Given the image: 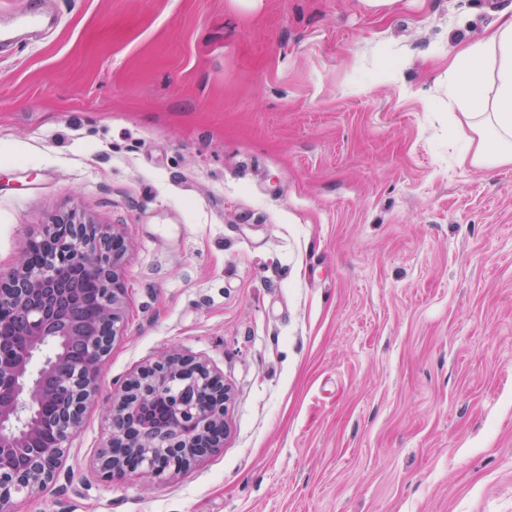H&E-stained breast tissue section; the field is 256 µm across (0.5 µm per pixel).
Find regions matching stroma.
<instances>
[{"instance_id": "obj_1", "label": "stroma", "mask_w": 512, "mask_h": 512, "mask_svg": "<svg viewBox=\"0 0 512 512\" xmlns=\"http://www.w3.org/2000/svg\"><path fill=\"white\" fill-rule=\"evenodd\" d=\"M0 45V271L76 212L124 328L58 480L10 512H512V165L443 84L512 0H44ZM206 359L223 448L97 474L112 382Z\"/></svg>"}]
</instances>
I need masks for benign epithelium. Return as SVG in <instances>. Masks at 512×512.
Here are the masks:
<instances>
[{
	"mask_svg": "<svg viewBox=\"0 0 512 512\" xmlns=\"http://www.w3.org/2000/svg\"><path fill=\"white\" fill-rule=\"evenodd\" d=\"M46 253L42 266L29 256ZM121 234L71 213L45 225L17 263L0 272V316L23 317L22 340H0V509L56 481L67 442L95 397L112 342L123 327L124 288L116 266ZM98 284L99 316L87 319L69 285ZM59 339L32 373L36 357ZM230 389L208 364L173 353L114 382L112 438L101 451L104 481L134 476L156 485L187 470L222 445Z\"/></svg>",
	"mask_w": 512,
	"mask_h": 512,
	"instance_id": "benign-epithelium-1",
	"label": "benign epithelium"
}]
</instances>
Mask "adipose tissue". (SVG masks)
<instances>
[{"mask_svg":"<svg viewBox=\"0 0 512 512\" xmlns=\"http://www.w3.org/2000/svg\"><path fill=\"white\" fill-rule=\"evenodd\" d=\"M448 106L469 130L465 154L472 165L512 164V13L460 45L448 68Z\"/></svg>","mask_w":512,"mask_h":512,"instance_id":"adipose-tissue-1","label":"adipose tissue"}]
</instances>
